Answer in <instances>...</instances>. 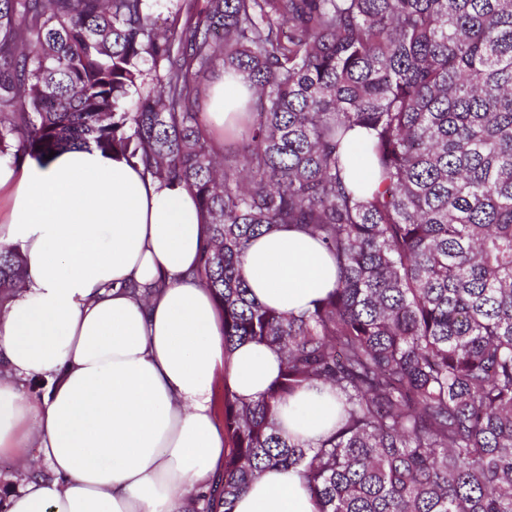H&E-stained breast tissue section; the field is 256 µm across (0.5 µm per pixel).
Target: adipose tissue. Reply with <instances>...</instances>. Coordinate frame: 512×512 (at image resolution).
I'll return each mask as SVG.
<instances>
[{"instance_id":"ef3b65f1","label":"adipose tissue","mask_w":512,"mask_h":512,"mask_svg":"<svg viewBox=\"0 0 512 512\" xmlns=\"http://www.w3.org/2000/svg\"><path fill=\"white\" fill-rule=\"evenodd\" d=\"M204 237L190 191L95 146L0 159V249L25 262L0 307V455L36 447L41 469L0 512H181L210 485L224 457L215 376L255 398L281 360L251 342L225 352L222 313L191 275ZM243 267L251 296L284 312L336 285L321 244L286 227L251 241ZM335 413L309 393L280 422L315 440ZM233 512L317 508L295 471L273 468Z\"/></svg>"}]
</instances>
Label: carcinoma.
<instances>
[{"label":"carcinoma","mask_w":512,"mask_h":512,"mask_svg":"<svg viewBox=\"0 0 512 512\" xmlns=\"http://www.w3.org/2000/svg\"><path fill=\"white\" fill-rule=\"evenodd\" d=\"M153 7L0 0V157L94 145L190 190L225 353L281 355L258 398L224 387L230 452L183 512H232L270 467L319 512H512V0ZM220 72L252 97L219 152L198 83ZM276 226L336 265L297 314L248 297L243 254ZM23 285L0 251V306ZM314 387L340 411L306 442L278 415Z\"/></svg>","instance_id":"cac0c4a2"}]
</instances>
